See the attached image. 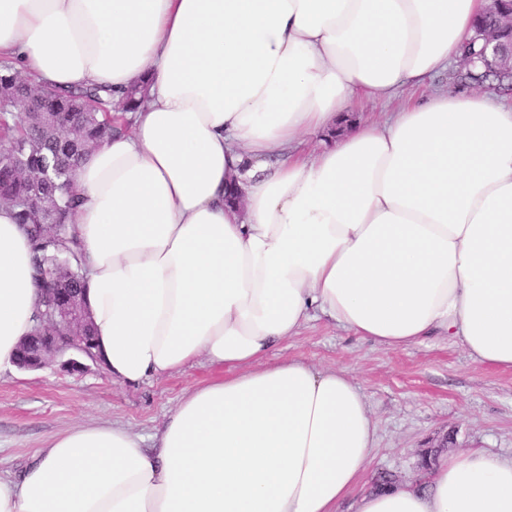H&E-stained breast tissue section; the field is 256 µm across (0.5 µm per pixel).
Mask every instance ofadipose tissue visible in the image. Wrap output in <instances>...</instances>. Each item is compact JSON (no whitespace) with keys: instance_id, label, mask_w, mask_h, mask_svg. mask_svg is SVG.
<instances>
[{"instance_id":"1","label":"adipose tissue","mask_w":512,"mask_h":512,"mask_svg":"<svg viewBox=\"0 0 512 512\" xmlns=\"http://www.w3.org/2000/svg\"><path fill=\"white\" fill-rule=\"evenodd\" d=\"M489 0H0V58L43 88L145 81L75 169L87 297L127 381L198 360L155 451L119 425L47 441L0 512H338L375 427L356 382L271 359L316 314L390 349L432 336L512 371V103L434 86ZM409 101L383 123L364 100ZM321 142L316 153L306 138ZM37 296L0 206V371ZM355 512H512V459L443 458Z\"/></svg>"}]
</instances>
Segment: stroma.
Listing matches in <instances>:
<instances>
[{
  "mask_svg": "<svg viewBox=\"0 0 512 512\" xmlns=\"http://www.w3.org/2000/svg\"><path fill=\"white\" fill-rule=\"evenodd\" d=\"M295 355L346 371L359 386L376 425L360 489L421 484L444 456L438 443L446 436L453 452L479 448L512 458V372L475 361L447 338L391 350L321 317L272 353L276 359ZM218 373L203 360L136 384L92 361L80 372L56 361L38 371L0 373V474L19 476L46 441L77 424L123 425L152 447L183 393Z\"/></svg>",
  "mask_w": 512,
  "mask_h": 512,
  "instance_id": "1",
  "label": "stroma"
}]
</instances>
